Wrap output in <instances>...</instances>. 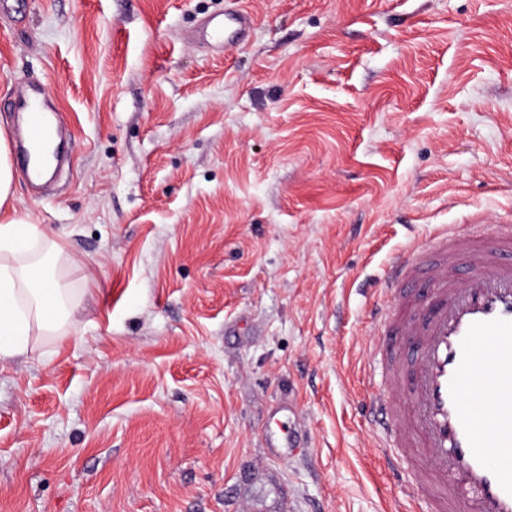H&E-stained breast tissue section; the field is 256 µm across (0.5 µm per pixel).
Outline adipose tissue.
I'll use <instances>...</instances> for the list:
<instances>
[{
	"label": "adipose tissue",
	"instance_id": "ef3b65f1",
	"mask_svg": "<svg viewBox=\"0 0 512 512\" xmlns=\"http://www.w3.org/2000/svg\"><path fill=\"white\" fill-rule=\"evenodd\" d=\"M10 145L0 127V361L28 351L33 337L64 336L79 305L62 278L46 273L45 259L70 264L64 248L15 207Z\"/></svg>",
	"mask_w": 512,
	"mask_h": 512
}]
</instances>
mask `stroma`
Listing matches in <instances>:
<instances>
[{"label": "stroma", "mask_w": 512, "mask_h": 512, "mask_svg": "<svg viewBox=\"0 0 512 512\" xmlns=\"http://www.w3.org/2000/svg\"><path fill=\"white\" fill-rule=\"evenodd\" d=\"M34 81L67 158L16 206L80 321L0 361V512H416L370 312L408 244L512 220V0H0L10 141ZM251 18L245 11L227 12L224 15L216 16L212 26L206 32L212 38L224 40L227 44L237 43L245 34L246 27Z\"/></svg>", "instance_id": "1"}]
</instances>
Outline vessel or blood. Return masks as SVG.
<instances>
[{
  "label": "vessel or blood",
  "mask_w": 512,
  "mask_h": 512,
  "mask_svg": "<svg viewBox=\"0 0 512 512\" xmlns=\"http://www.w3.org/2000/svg\"><path fill=\"white\" fill-rule=\"evenodd\" d=\"M250 21L224 13L209 35L237 43ZM16 108L29 143L59 122L38 87ZM382 289L392 303L372 318L389 389L371 410L393 443L389 464L418 469L421 512H512V225L445 230L394 265Z\"/></svg>",
  "instance_id": "obj_1"
}]
</instances>
